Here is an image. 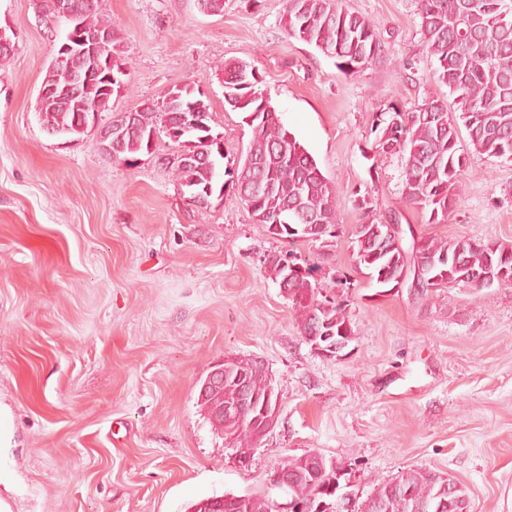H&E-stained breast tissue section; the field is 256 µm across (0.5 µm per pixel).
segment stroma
I'll use <instances>...</instances> for the list:
<instances>
[{
  "label": "stroma",
  "instance_id": "35a3bbf8",
  "mask_svg": "<svg viewBox=\"0 0 512 512\" xmlns=\"http://www.w3.org/2000/svg\"><path fill=\"white\" fill-rule=\"evenodd\" d=\"M45 0H0L15 46L0 59V512H188L234 494L280 504L269 471L316 451L345 463L361 503L421 468L465 485L472 512H512V285H453L428 299L376 295L353 268L349 227L396 211L416 236L512 244V162L468 153L448 218L405 205L398 157L376 155L372 117L392 104L456 99L430 74L417 0H342L374 22L381 53L359 74L288 37L283 0H100L119 28L128 87L115 112L189 84L207 96L228 162L252 129L224 106V61L258 69L282 122L346 204L329 251L298 244L315 282L343 300L355 336L340 360L316 355L266 260L288 250L232 188L191 204L159 138L134 164L49 135L39 91L67 29ZM349 275L351 287L338 278ZM261 361L281 397L249 470L232 461L197 397L212 365Z\"/></svg>",
  "mask_w": 512,
  "mask_h": 512
}]
</instances>
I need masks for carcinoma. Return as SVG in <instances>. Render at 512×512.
Here are the masks:
<instances>
[{
    "instance_id": "cac0c4a2",
    "label": "carcinoma",
    "mask_w": 512,
    "mask_h": 512,
    "mask_svg": "<svg viewBox=\"0 0 512 512\" xmlns=\"http://www.w3.org/2000/svg\"><path fill=\"white\" fill-rule=\"evenodd\" d=\"M420 34L431 65V75L445 85L461 105V113L452 115L448 105L434 99V106L400 109L390 105L373 116L371 130L376 133L375 147L384 155L396 154L402 166L401 196L405 204L429 215L428 223L445 220L456 205L461 187V172L466 166L465 150L460 146L459 129L465 128L468 145L489 158L512 159V0H419ZM284 29L326 56L337 59L342 73L352 76L371 65L381 52V43L373 22L351 12L342 0H285ZM74 28L102 29L108 40L100 51L101 60L112 67L82 68L79 91L68 89L65 72L50 65L42 88L53 94L40 98L41 121L51 135L78 141L85 134L82 124L91 113L110 110L112 97L126 83L128 65L116 51L119 41L112 21L100 16L98 6L85 8L68 20ZM224 101L253 127V139L243 161L224 164V140L213 132L211 112L205 93L188 85L172 89L196 122L191 131L178 140L191 144L187 151L200 150V159L177 155L171 163L172 174L185 189L190 202L207 206L227 185L237 190L253 221L267 228L279 226L272 235L290 243L306 242L304 216L326 226L324 234L308 242L325 249L342 234L340 211L343 200L335 185L322 174L316 160L303 143L281 122L262 89L261 74L242 62L224 63ZM180 113L168 112L164 105H151L128 117L121 112L112 117V134L104 141L112 157L132 159L150 152L148 136L152 132L168 134L178 127ZM400 224L395 213L383 222L373 218L353 225L350 233L353 266L368 276L377 294H388L392 281L403 270L422 271L416 295L456 284L470 288V278L491 271L512 283V246L500 242L475 243L458 238H407L412 227L400 228L390 238L388 225ZM304 273L288 284V300L299 317L302 336L312 331L314 308L317 318L327 323L335 335H355L343 305L329 298H318L312 285L316 267L302 263ZM224 367L230 375L243 374L255 395L262 399L271 382L263 366L249 359L228 358ZM234 386L226 385L203 400H197L213 432L224 444L242 450L243 424L224 416L214 418L212 405L231 399ZM280 466L297 475L308 474L306 455L286 458ZM446 482L441 473L409 469L375 489L357 512H448L442 492ZM271 502L261 497L243 496L224 502V512H271Z\"/></svg>"
}]
</instances>
